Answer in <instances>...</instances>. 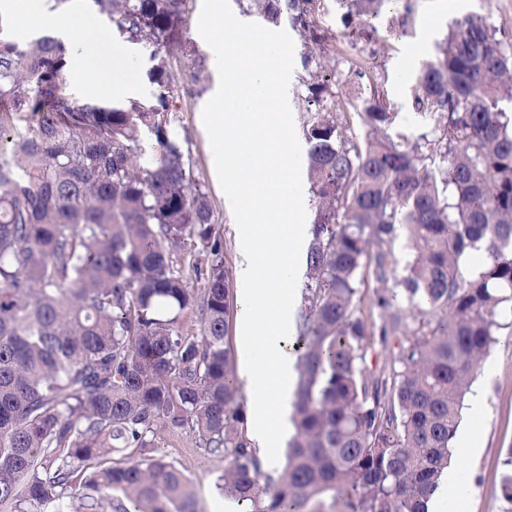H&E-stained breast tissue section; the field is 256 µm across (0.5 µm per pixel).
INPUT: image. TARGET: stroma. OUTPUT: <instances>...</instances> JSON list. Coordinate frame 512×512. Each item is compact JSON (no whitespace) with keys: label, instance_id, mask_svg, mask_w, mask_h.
Returning <instances> with one entry per match:
<instances>
[{"label":"stroma","instance_id":"35a3bbf8","mask_svg":"<svg viewBox=\"0 0 512 512\" xmlns=\"http://www.w3.org/2000/svg\"><path fill=\"white\" fill-rule=\"evenodd\" d=\"M202 0H190L181 24L183 40L194 48L193 56L174 53L169 63L183 79L184 89L176 112L170 113V127L190 158L193 175L207 193L215 229L224 241V265L236 268V244L232 220L211 167V148L201 115L215 83L210 65V48L199 35L198 17ZM64 11H77L92 23L102 45L93 56L100 77L112 74V51L126 48L118 29L105 16L91 9L87 0H65ZM465 13L487 17L489 24L512 39V0H415L412 12H405L401 0H392L375 20L372 39L345 35L336 0H322L317 20L322 50L317 60L323 74L343 82L349 72L360 70L364 83L374 84L395 114L393 132L416 140L430 130L412 108L415 75L410 51L420 50L431 58L447 35L453 19ZM485 394L482 407L465 404L459 434L469 436L472 448L455 445L453 463L464 468L473 484L470 512H512V503L500 491L502 461L512 448V334L502 333L472 381ZM192 429L177 432L157 430L152 455L186 467L195 486L197 512H217L225 497L216 480L224 471V458L198 448Z\"/></svg>","mask_w":512,"mask_h":512}]
</instances>
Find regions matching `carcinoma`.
Here are the masks:
<instances>
[{
    "label": "carcinoma",
    "instance_id": "obj_1",
    "mask_svg": "<svg viewBox=\"0 0 512 512\" xmlns=\"http://www.w3.org/2000/svg\"><path fill=\"white\" fill-rule=\"evenodd\" d=\"M90 2L151 49L149 97L80 100L62 39L0 35V508L96 512L118 493L116 512H196L184 466L107 460L189 425L198 447L224 455L218 486L246 512H427L474 371L512 310V42L477 14L455 19L414 78L431 130L410 142L390 133L376 89L348 78L341 96L310 70L321 0H247L302 38L315 209L291 346L295 434L269 470L242 428L223 243L169 130L179 89L167 55L188 0ZM336 2L350 36L387 0ZM402 226L414 259L392 281ZM478 248L484 262L468 272ZM176 249L196 257L201 287ZM370 265L376 322L355 302ZM187 310L198 336L180 330ZM375 334L396 343L399 367L367 368ZM504 466L512 503V450Z\"/></svg>",
    "mask_w": 512,
    "mask_h": 512
}]
</instances>
